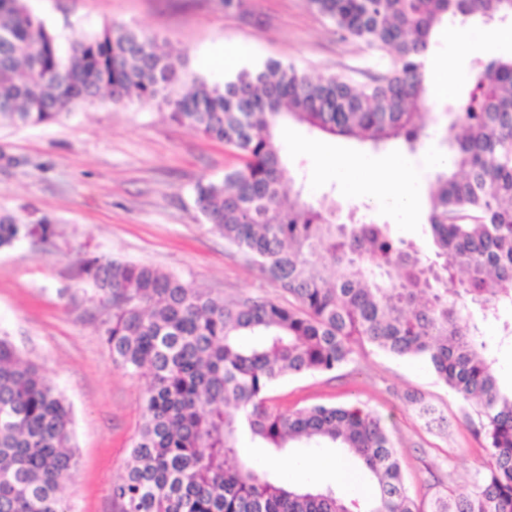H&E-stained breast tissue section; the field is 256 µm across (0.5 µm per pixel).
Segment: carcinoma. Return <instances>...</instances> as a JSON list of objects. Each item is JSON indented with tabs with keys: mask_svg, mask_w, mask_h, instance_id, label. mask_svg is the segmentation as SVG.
<instances>
[{
	"mask_svg": "<svg viewBox=\"0 0 512 512\" xmlns=\"http://www.w3.org/2000/svg\"><path fill=\"white\" fill-rule=\"evenodd\" d=\"M339 35L391 55L392 67L357 86L269 60L223 85L158 51L142 32L105 26L62 48L27 0H0V124L36 126L82 103L157 101L171 120L224 144L241 163L199 182L195 202L211 230L288 293L227 300L179 277L99 255L78 278L107 312L112 363L146 374L143 422L124 475L119 512H422L408 493L385 422L359 406L282 409L279 379L330 373L367 346L428 364L467 406L485 467L431 512H512V390L501 389L483 325L512 341V57L478 60L473 87L449 113L452 166L429 190L433 256L387 225L341 221L336 205L296 192L277 139L292 121L378 147L428 137L424 71L435 28L448 18H512V0H308ZM47 219L0 214V249L37 237ZM273 455L338 448L375 483L351 498L331 485L289 484L240 456L244 440ZM77 466L73 413L63 394L0 333V512H68Z\"/></svg>",
	"mask_w": 512,
	"mask_h": 512,
	"instance_id": "carcinoma-1",
	"label": "carcinoma"
}]
</instances>
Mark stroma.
<instances>
[{"label":"stroma","instance_id":"obj_1","mask_svg":"<svg viewBox=\"0 0 512 512\" xmlns=\"http://www.w3.org/2000/svg\"><path fill=\"white\" fill-rule=\"evenodd\" d=\"M62 39L104 26L133 28L158 38L172 57L189 60V73L223 84L211 64L224 44L243 52L242 67L274 59L312 73L365 84L386 74L389 56L357 41H340L334 25L306 0H28ZM474 59H456L451 98L433 102L435 122L416 150L403 140L379 149L353 137L324 135L288 124L279 140L290 175L304 196L336 201L343 211L388 225L393 237L429 250L426 206L409 216L345 194L322 168L315 145L383 159L394 152L421 159L446 152V114L471 89ZM237 157L223 144L172 121L154 103L98 102L74 108L47 124L0 126V214L27 224L50 219V246L24 241L0 250V329L37 363L63 393L74 417L79 466L67 482L70 512H117L112 484L124 471L142 422L148 379L116 368L101 335L103 314L76 272L91 255L157 267L192 287L228 298L288 295L210 230L194 201L202 180L222 179ZM277 405L361 403L386 422L406 486L423 512L443 488L462 489L484 453L465 418V405L417 359L366 348L329 374L305 373L276 383Z\"/></svg>","mask_w":512,"mask_h":512}]
</instances>
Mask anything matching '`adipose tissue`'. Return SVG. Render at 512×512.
Masks as SVG:
<instances>
[{"label": "adipose tissue", "instance_id": "obj_1", "mask_svg": "<svg viewBox=\"0 0 512 512\" xmlns=\"http://www.w3.org/2000/svg\"><path fill=\"white\" fill-rule=\"evenodd\" d=\"M445 39L460 52L477 54L500 45H512V26H492L478 31L452 26ZM318 152L323 167L335 172L345 193L403 214L416 208L417 186L424 173L451 165L449 156L432 152L419 163L403 154L382 161L368 154H345L328 146L319 147Z\"/></svg>", "mask_w": 512, "mask_h": 512}]
</instances>
